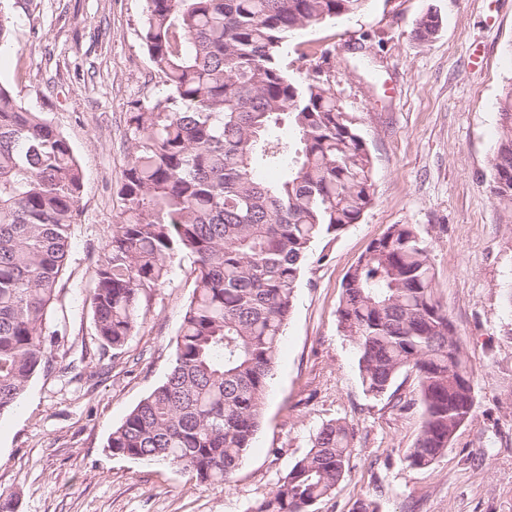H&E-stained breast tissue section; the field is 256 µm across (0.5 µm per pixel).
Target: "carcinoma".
Instances as JSON below:
<instances>
[{"mask_svg": "<svg viewBox=\"0 0 512 512\" xmlns=\"http://www.w3.org/2000/svg\"><path fill=\"white\" fill-rule=\"evenodd\" d=\"M366 0H146L142 40L164 92L131 103L122 209L90 290L96 334L122 349L143 301L187 257L192 297L165 380L112 431L114 455L229 484L259 429L294 291L314 244L373 203L372 156L320 68L291 72L298 31ZM440 27L428 13L416 35ZM491 194L512 209V87L499 101ZM286 126L283 139L274 131ZM263 168L283 175L267 182ZM68 140L0 86V414L48 363L47 329L80 214ZM366 393L412 372L423 408L406 461L431 466L475 406L474 370L409 224L370 243L337 309ZM353 429L324 424L257 512H315L346 477Z\"/></svg>", "mask_w": 512, "mask_h": 512, "instance_id": "1", "label": "carcinoma"}]
</instances>
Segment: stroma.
<instances>
[{"label":"stroma","instance_id":"obj_1","mask_svg":"<svg viewBox=\"0 0 512 512\" xmlns=\"http://www.w3.org/2000/svg\"><path fill=\"white\" fill-rule=\"evenodd\" d=\"M145 0H0L11 20L0 85L69 141L83 170L52 326L61 342L0 414V494L16 512H255L322 424L354 430L350 471L316 512H512V211L490 193L498 101L512 87V0H367L353 16L301 31L289 68L322 66L373 159L374 200L359 223L318 241L298 281L261 426L231 485H200L154 461L112 455V430L167 376L194 288L175 258L127 344L102 349L89 301L112 237L130 155L127 113L159 91L141 39ZM435 13L432 38L415 36ZM334 47L330 64L321 52ZM393 224L430 246L437 296L475 371L476 403L433 465L408 466L421 427L414 376L406 410L366 394L338 329L341 284Z\"/></svg>","mask_w":512,"mask_h":512}]
</instances>
